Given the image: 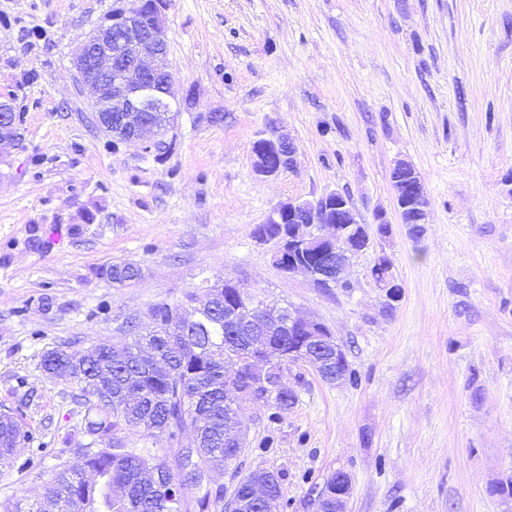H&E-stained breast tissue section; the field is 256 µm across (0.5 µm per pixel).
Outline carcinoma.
Masks as SVG:
<instances>
[{
  "instance_id": "1",
  "label": "carcinoma",
  "mask_w": 512,
  "mask_h": 512,
  "mask_svg": "<svg viewBox=\"0 0 512 512\" xmlns=\"http://www.w3.org/2000/svg\"><path fill=\"white\" fill-rule=\"evenodd\" d=\"M130 262L112 264L101 275L124 285L141 277ZM196 301L183 299L149 307L151 328H139L138 316L125 318L122 331L131 343L121 350L102 339L83 351L55 348L41 360L44 371L68 375L79 387L84 409L81 431L90 438L72 448L74 460L57 464L35 506L6 503L3 512H263L249 499L255 483L282 494L280 477L258 468L242 476L229 498L224 487H203L211 472L228 469L242 449L225 441L228 422L245 403L268 408L278 421L297 401L294 393H274L252 400L243 392L254 345L265 346L264 359L283 372L288 347L303 340L274 331L251 336L242 320L253 299L239 298L236 289H212L208 305L193 321L181 311ZM11 414H0V465L11 460L18 439L27 435ZM163 436L174 449L170 461H158L149 448H130V436Z\"/></svg>"
}]
</instances>
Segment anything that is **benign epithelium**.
<instances>
[{"label": "benign epithelium", "instance_id": "obj_1", "mask_svg": "<svg viewBox=\"0 0 512 512\" xmlns=\"http://www.w3.org/2000/svg\"><path fill=\"white\" fill-rule=\"evenodd\" d=\"M162 0H131L112 10L97 25L94 32L81 40L75 57L81 83L95 90L91 103L99 129L111 133L112 126L123 124L129 116L136 117L130 135L133 139L149 131L168 127L173 118L169 87L173 72L168 62L164 33L157 23ZM15 105L9 95L0 96V157L11 152L14 143L3 134L16 128ZM254 170L261 176L278 174L291 167L294 145L284 139H260L253 143ZM391 182L402 224H425L428 201L423 194L420 176L405 160H399L391 171ZM266 224H292L287 231L280 229L276 237L255 230V237L264 243H274V262L302 251L310 242L327 244V257L336 259L337 276H342L350 258L363 251L369 237L349 197L330 192L317 199H288L275 205L264 220ZM278 325L293 333H307L308 342L332 347L336 356H345L342 347L325 333V326L294 313ZM285 390L281 378L270 379L259 369L249 380L254 395ZM349 490L348 475L334 473L327 484L319 512H345Z\"/></svg>", "mask_w": 512, "mask_h": 512}]
</instances>
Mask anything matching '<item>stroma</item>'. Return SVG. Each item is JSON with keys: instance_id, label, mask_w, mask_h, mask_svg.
Listing matches in <instances>:
<instances>
[{"instance_id": "obj_1", "label": "stroma", "mask_w": 512, "mask_h": 512, "mask_svg": "<svg viewBox=\"0 0 512 512\" xmlns=\"http://www.w3.org/2000/svg\"><path fill=\"white\" fill-rule=\"evenodd\" d=\"M121 4L0 0V94L20 114L0 159V413L30 434L0 503L34 499L63 436L82 440L79 389L45 352L123 342L127 315L206 278L322 323L355 373L334 385L288 364L296 404L277 423L245 407L238 466L211 485L270 469L273 512H315L342 471L347 512H512V0H164L175 120L116 141L73 59ZM279 138L293 166L257 175L253 143ZM399 160L429 202L417 237L396 214ZM334 191L370 243L321 288L253 231L281 201ZM383 257L395 302L372 276ZM122 261L141 278L101 276Z\"/></svg>"}]
</instances>
